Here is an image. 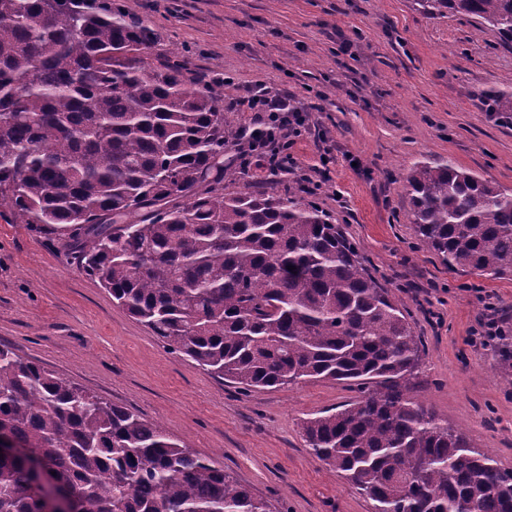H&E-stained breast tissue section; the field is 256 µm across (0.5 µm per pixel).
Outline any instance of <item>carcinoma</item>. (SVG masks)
<instances>
[{
  "mask_svg": "<svg viewBox=\"0 0 512 512\" xmlns=\"http://www.w3.org/2000/svg\"><path fill=\"white\" fill-rule=\"evenodd\" d=\"M512 47V0H415ZM116 0H0V215L72 234L77 266L172 352L242 389L347 382L359 400L303 423L311 453L375 512H512V471L413 396L423 353L405 308L315 201L249 178L222 88ZM54 50L46 53V43ZM512 112V93H491ZM409 223L451 268L512 276V193L448 159L405 177ZM295 270L290 271L288 267ZM0 512H273L156 423L0 345Z\"/></svg>",
  "mask_w": 512,
  "mask_h": 512,
  "instance_id": "carcinoma-1",
  "label": "carcinoma"
}]
</instances>
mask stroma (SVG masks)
Wrapping results in <instances>:
<instances>
[{
  "mask_svg": "<svg viewBox=\"0 0 512 512\" xmlns=\"http://www.w3.org/2000/svg\"><path fill=\"white\" fill-rule=\"evenodd\" d=\"M123 2L153 33L152 64L174 49L203 82L229 73L240 87L323 94L336 161L316 202L421 337L416 398L512 471V368L473 334L512 313V279L448 269L407 224L403 182L414 164L444 158L512 192V114L478 106L489 90L512 92V49L467 19L426 18L412 0ZM340 32L353 56L337 54ZM70 245L0 216V344L157 422L277 512H374L302 432L306 419L357 400L356 389L321 380L246 391L214 377L113 304Z\"/></svg>",
  "mask_w": 512,
  "mask_h": 512,
  "instance_id": "obj_1",
  "label": "stroma"
}]
</instances>
